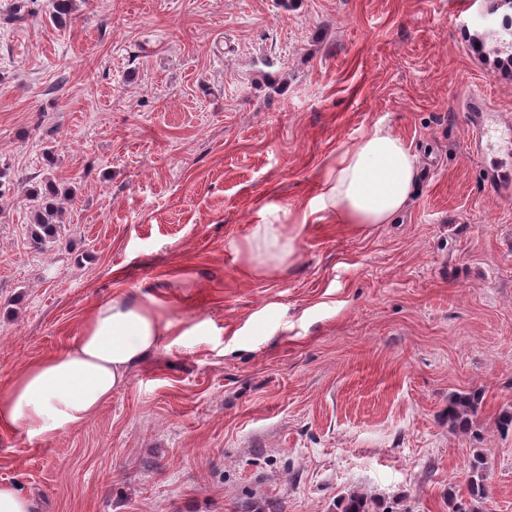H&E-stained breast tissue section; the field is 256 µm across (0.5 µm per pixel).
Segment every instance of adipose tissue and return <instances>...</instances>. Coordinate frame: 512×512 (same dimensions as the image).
<instances>
[{"mask_svg":"<svg viewBox=\"0 0 512 512\" xmlns=\"http://www.w3.org/2000/svg\"><path fill=\"white\" fill-rule=\"evenodd\" d=\"M417 175V157L404 140L378 129L336 157L319 199L340 223L389 224L404 210ZM172 328L150 297L95 307L73 346L32 362L0 388V431L19 428L47 440L84 426Z\"/></svg>","mask_w":512,"mask_h":512,"instance_id":"1","label":"adipose tissue"}]
</instances>
